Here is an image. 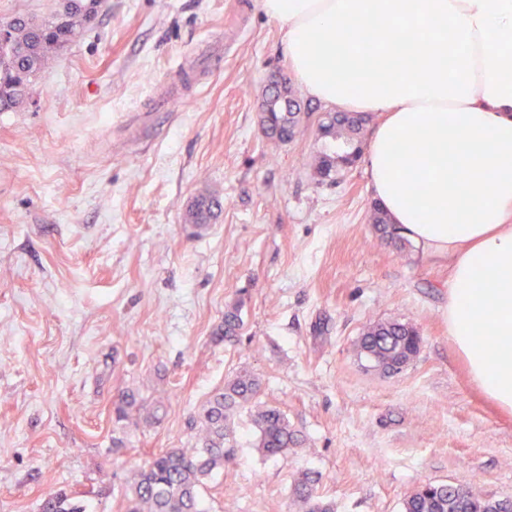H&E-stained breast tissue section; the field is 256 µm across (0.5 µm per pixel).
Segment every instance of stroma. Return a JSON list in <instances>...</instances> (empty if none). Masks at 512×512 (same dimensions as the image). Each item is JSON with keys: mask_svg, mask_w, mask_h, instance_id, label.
I'll return each mask as SVG.
<instances>
[{"mask_svg": "<svg viewBox=\"0 0 512 512\" xmlns=\"http://www.w3.org/2000/svg\"><path fill=\"white\" fill-rule=\"evenodd\" d=\"M273 69L290 63L260 0H107L33 99L0 112V512H39L50 488L123 512L138 465L193 447L194 417L244 367L307 444L263 457L238 415L207 512H302L303 472L335 512H401L425 481L512 498V414L448 336L447 266L378 240L364 161L316 178L314 120L262 137ZM158 98L164 124L148 117ZM205 191L222 207L196 230L185 215ZM240 299L239 342L214 341ZM390 320L423 343L387 377L353 343ZM128 387L164 407L116 451Z\"/></svg>", "mask_w": 512, "mask_h": 512, "instance_id": "obj_1", "label": "stroma"}]
</instances>
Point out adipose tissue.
Listing matches in <instances>:
<instances>
[{
    "label": "adipose tissue",
    "mask_w": 512,
    "mask_h": 512,
    "mask_svg": "<svg viewBox=\"0 0 512 512\" xmlns=\"http://www.w3.org/2000/svg\"><path fill=\"white\" fill-rule=\"evenodd\" d=\"M312 98L379 112L369 190L448 263V336L473 383L512 413V0H261ZM370 25L415 42L361 51ZM488 338L475 339L476 328Z\"/></svg>",
    "instance_id": "adipose-tissue-1"
}]
</instances>
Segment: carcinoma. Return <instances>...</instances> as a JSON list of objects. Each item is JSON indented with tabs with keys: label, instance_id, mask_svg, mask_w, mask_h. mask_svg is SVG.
<instances>
[{
	"label": "carcinoma",
	"instance_id": "obj_1",
	"mask_svg": "<svg viewBox=\"0 0 512 512\" xmlns=\"http://www.w3.org/2000/svg\"><path fill=\"white\" fill-rule=\"evenodd\" d=\"M104 0H60L59 9L47 18L15 15L0 22V112L14 111L34 94V83L54 55L74 43L97 17ZM301 103L286 85L266 99L260 132L269 140L286 142L295 136ZM373 114L329 112L318 119L322 148L313 158L315 176L324 180L351 166L363 153V132ZM220 200L201 193L192 202L186 223H211ZM372 224L379 238L397 252L411 243L400 236L377 205L370 207ZM243 301L224 312L215 335L226 343L239 341L243 327ZM422 339L409 322L378 321L364 326L354 343L357 358L365 367L382 374L403 371L419 355ZM261 379L248 369H239L214 392L198 413L200 430L195 446L167 448L133 472L124 494V512H205L201 488L213 474L224 470L231 457L234 416L247 410L257 431L255 447L267 457L288 454L304 439L277 406L258 402ZM144 410L138 393L126 390L113 400L115 423L125 428ZM315 480L304 474L295 479L293 494L304 512H333L332 505L315 495ZM403 512H512L511 498L479 495L445 483H423L404 499ZM40 512H82L62 492L41 494Z\"/></svg>",
	"mask_w": 512,
	"mask_h": 512
}]
</instances>
